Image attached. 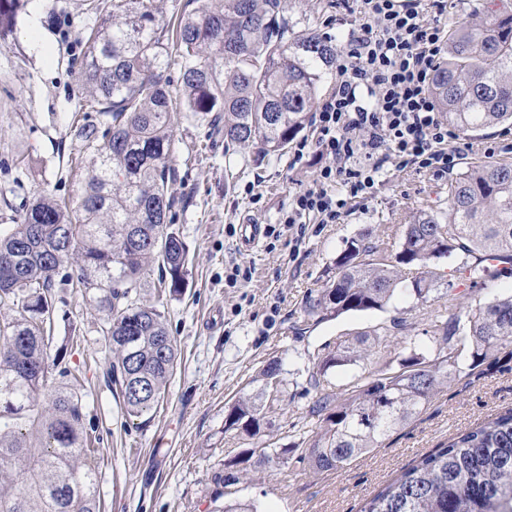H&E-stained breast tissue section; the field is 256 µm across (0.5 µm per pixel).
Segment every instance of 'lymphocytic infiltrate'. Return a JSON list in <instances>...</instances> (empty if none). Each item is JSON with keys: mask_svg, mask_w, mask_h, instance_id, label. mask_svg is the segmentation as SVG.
<instances>
[{"mask_svg": "<svg viewBox=\"0 0 512 512\" xmlns=\"http://www.w3.org/2000/svg\"><path fill=\"white\" fill-rule=\"evenodd\" d=\"M353 23L337 57L336 83L315 109L317 136L289 160L324 158L314 184L295 191L284 224H336L350 201L372 198L388 166L443 177L466 143L445 121L430 84L445 50L448 0H337Z\"/></svg>", "mask_w": 512, "mask_h": 512, "instance_id": "f902f5d3", "label": "lymphocytic infiltrate"}]
</instances>
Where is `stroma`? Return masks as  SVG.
Masks as SVG:
<instances>
[{
	"label": "stroma",
	"mask_w": 512,
	"mask_h": 512,
	"mask_svg": "<svg viewBox=\"0 0 512 512\" xmlns=\"http://www.w3.org/2000/svg\"><path fill=\"white\" fill-rule=\"evenodd\" d=\"M89 0H28L16 29L0 45V230L34 195L73 190L70 158L80 147L71 118L80 95L76 63L79 35L94 24ZM289 17L340 37L334 0H292ZM205 127L174 124V226L189 247L186 286L165 298L167 326L178 365L168 396L152 416L126 417L106 375L111 353L102 339V315L71 291L56 292L52 351L80 378L87 428L103 450L98 467L102 512H218L225 501L251 500L260 512H360L367 499L421 455L512 409V354L492 355L472 375L449 382L428 408L379 447L344 468L316 473L303 459L309 412L317 387L352 390L354 368L332 369L312 385L314 358L343 340L382 325L391 328L380 356L393 358L405 336L433 353L436 318L465 310L484 294L456 280L447 295L421 304L402 299L385 311L335 319L308 315L309 296L333 276L348 239L361 234L395 250L405 224L419 211L446 205L448 180L426 171L389 169L372 199L355 200L338 224H309L302 245L292 233L260 238L255 251L238 247L231 227L275 224L293 191L312 185L321 161L308 155L289 167L287 157L257 147L226 170L223 145L205 147ZM463 165L512 164V128L486 129L469 139ZM252 278L229 285L232 265ZM278 362L276 386L259 382L261 369ZM242 397L261 410L262 437L228 427L230 407ZM278 450L280 459L258 467L238 484L216 485L227 463Z\"/></svg>",
	"instance_id": "obj_1"
}]
</instances>
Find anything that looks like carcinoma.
<instances>
[{
	"mask_svg": "<svg viewBox=\"0 0 512 512\" xmlns=\"http://www.w3.org/2000/svg\"><path fill=\"white\" fill-rule=\"evenodd\" d=\"M27 0H0V44ZM73 114L83 166L71 200L32 199L0 234V512H99L98 449L85 428L83 396L51 355L54 289L69 286L103 316L108 372L123 408L139 418L164 401L178 363L165 311L140 299L153 266L169 295L186 285L189 251L172 227L174 117L179 112L224 139L231 168L254 143L283 155L305 129L336 67V44L316 29L294 31L289 0H201L176 27L160 23L154 0L92 3ZM180 73L171 89L165 73ZM432 94L460 134L512 125V13L494 9L449 35L448 58ZM461 257L452 276L486 285L512 265V165L483 163L448 184L444 208L417 213L396 252L364 237L347 241L336 274L307 303L335 319L385 310L398 294L439 299L434 260ZM415 275L403 278L398 268ZM389 329L346 340L313 363L314 374L355 365L361 384L344 398L321 392L308 465L338 470L421 414L433 398L490 355L512 354V293L490 290L462 314L433 324L434 355L401 340L399 368L374 357ZM252 398L229 410L228 426L260 433ZM360 512H512V409L419 457L369 498Z\"/></svg>",
	"mask_w": 512,
	"mask_h": 512,
	"instance_id": "cac0c4a2",
	"label": "carcinoma"
}]
</instances>
